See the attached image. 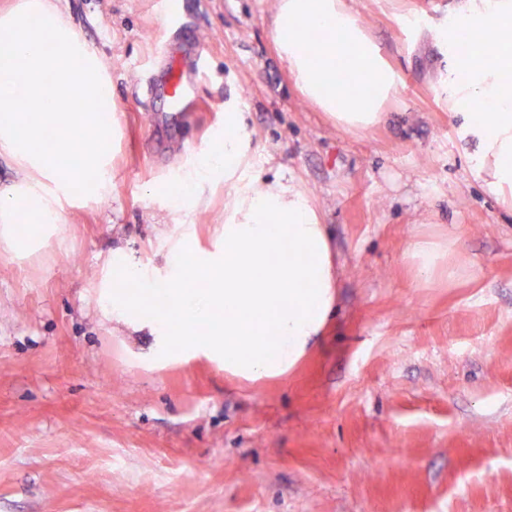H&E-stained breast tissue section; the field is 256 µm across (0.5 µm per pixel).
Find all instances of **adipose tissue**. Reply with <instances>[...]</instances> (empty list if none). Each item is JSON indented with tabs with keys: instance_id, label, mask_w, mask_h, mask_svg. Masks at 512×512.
<instances>
[{
	"instance_id": "1",
	"label": "adipose tissue",
	"mask_w": 512,
	"mask_h": 512,
	"mask_svg": "<svg viewBox=\"0 0 512 512\" xmlns=\"http://www.w3.org/2000/svg\"><path fill=\"white\" fill-rule=\"evenodd\" d=\"M451 23L439 34L448 45V108L462 117L459 137L476 141L470 161L474 179L500 199L512 201V0H457ZM507 34L501 50L484 55L486 30ZM238 116L224 118V141L213 144L199 166L180 185L192 197L205 181L230 167L240 155L233 135Z\"/></svg>"
}]
</instances>
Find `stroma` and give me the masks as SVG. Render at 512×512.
<instances>
[{"instance_id": "1", "label": "stroma", "mask_w": 512, "mask_h": 512, "mask_svg": "<svg viewBox=\"0 0 512 512\" xmlns=\"http://www.w3.org/2000/svg\"><path fill=\"white\" fill-rule=\"evenodd\" d=\"M56 2L110 78L119 133L109 194L26 251L0 243V512H512V211L471 179L448 110L434 33L452 0H340L397 76L364 129L296 89L280 0H185L209 75L173 128L146 92L156 0ZM230 112L238 164L178 207ZM277 181L307 198L339 277L286 372L161 355L103 309L114 252L162 269L187 231L223 256L225 225ZM417 241L448 243L457 280H421Z\"/></svg>"}]
</instances>
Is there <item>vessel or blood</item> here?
Segmentation results:
<instances>
[{"instance_id": "obj_1", "label": "vessel or blood", "mask_w": 512, "mask_h": 512, "mask_svg": "<svg viewBox=\"0 0 512 512\" xmlns=\"http://www.w3.org/2000/svg\"><path fill=\"white\" fill-rule=\"evenodd\" d=\"M168 29L162 42L164 64L155 70L152 93L162 101L163 119L179 122L205 74V54L198 40L188 30L181 0H167L165 13Z\"/></svg>"}]
</instances>
